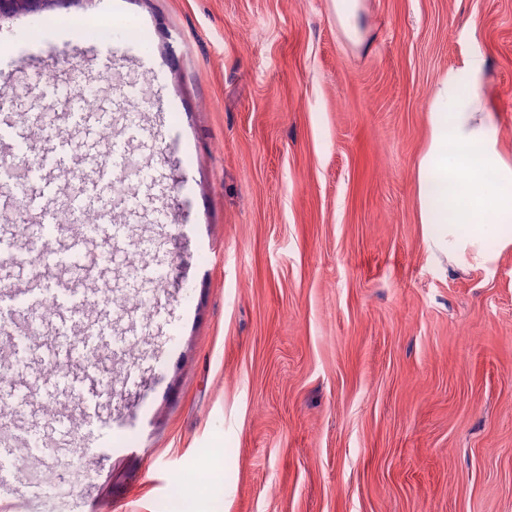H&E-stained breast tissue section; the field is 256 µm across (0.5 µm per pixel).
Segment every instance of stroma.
<instances>
[{"mask_svg": "<svg viewBox=\"0 0 512 512\" xmlns=\"http://www.w3.org/2000/svg\"><path fill=\"white\" fill-rule=\"evenodd\" d=\"M101 2L0 18V109H40L69 69L99 104L132 91L151 135L129 149L161 185L122 243L44 244L80 304L37 343L121 302L57 396L45 364L10 377L30 408L0 421V512H512V250L438 266L414 183L428 92L472 51L512 153V0H364L357 45L333 0H112L110 84L69 22ZM117 244L86 279L58 260ZM129 265L161 272L150 314Z\"/></svg>", "mask_w": 512, "mask_h": 512, "instance_id": "obj_1", "label": "stroma"}]
</instances>
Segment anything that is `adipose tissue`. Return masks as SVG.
<instances>
[{
  "label": "adipose tissue",
  "mask_w": 512,
  "mask_h": 512,
  "mask_svg": "<svg viewBox=\"0 0 512 512\" xmlns=\"http://www.w3.org/2000/svg\"><path fill=\"white\" fill-rule=\"evenodd\" d=\"M486 62L474 52L429 91V135L415 167L423 243L439 262L485 268L512 248V155L482 97Z\"/></svg>",
  "instance_id": "adipose-tissue-1"
}]
</instances>
